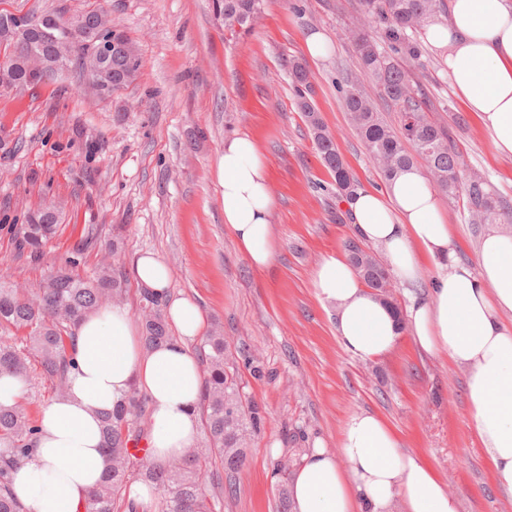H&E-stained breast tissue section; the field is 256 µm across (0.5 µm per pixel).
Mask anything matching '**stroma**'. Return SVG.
<instances>
[{"instance_id":"35a3bbf8","label":"stroma","mask_w":512,"mask_h":512,"mask_svg":"<svg viewBox=\"0 0 512 512\" xmlns=\"http://www.w3.org/2000/svg\"><path fill=\"white\" fill-rule=\"evenodd\" d=\"M139 44V79L99 101L78 74L51 85L0 87V269L37 286L54 269L86 276L109 262L126 280L122 303L139 315L131 272L137 252L172 270L169 293L196 302L208 329L255 356L239 364L243 398L263 409L245 467L224 477L221 512H276L280 461L301 462L316 443L337 449L344 422L372 412L445 481L459 512H512L474 434L465 370L402 338L388 356L362 362L344 351L334 313L312 286L315 266L343 251L351 219L334 178L295 107L285 58L306 64L313 101L358 185L385 190L351 128L339 85L356 72L351 31L360 0H262L250 32L230 34L216 0H100ZM322 32L314 60L306 32ZM415 81L426 115L463 156L462 180L480 175L512 207V158L487 133L425 47ZM238 133L259 143L271 173L274 263L253 270L224 224L215 163ZM459 259L476 260L487 225L471 223L462 198L440 195ZM54 203L62 214L40 260L19 249L27 216Z\"/></svg>"}]
</instances>
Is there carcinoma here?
Masks as SVG:
<instances>
[{
	"mask_svg": "<svg viewBox=\"0 0 512 512\" xmlns=\"http://www.w3.org/2000/svg\"><path fill=\"white\" fill-rule=\"evenodd\" d=\"M441 0H361L364 21L353 31L358 53V72L346 77L341 87V103L352 126L384 180H393L401 171L421 161L432 174L436 187L450 197L465 189L468 210L474 224H495L512 219V212L486 188L480 178L461 186L460 159L448 145L444 128L428 120L419 98L416 82L382 47L388 42L406 57L418 62L422 56L417 35L439 8ZM261 0H223L224 28L232 33L248 31ZM63 25L94 30L112 27L107 13L93 2L84 11L68 15L63 7L50 11ZM128 51L138 65L127 84L137 81L144 66L138 43L125 35ZM0 86L30 85L26 72L13 64L10 45L0 47ZM64 65L51 72L55 81L76 68L86 79L95 76L101 62L82 41L62 42L53 50ZM294 91L295 106L301 112L316 144L322 164L333 175L336 190L350 196L356 180L345 166L329 132L313 104L309 71L295 60H285ZM375 82L384 99L400 112V129L388 126L375 111L364 90V81ZM60 215L48 204L32 212L22 228L19 247L35 261L42 257L41 246L56 232ZM352 241L345 242L348 256L360 273L364 284L373 289L385 271L376 253L360 249L351 252ZM124 277L110 264L102 265L88 278L72 275L65 269L53 270L37 288L30 289L8 281L0 272V327L28 331L24 343L0 341V374L6 372L28 380L30 355L39 358L42 374L66 387L74 369L72 357L74 330L88 313L121 300ZM142 302V339L147 349L167 344L172 336L166 319V299L144 289ZM205 381L203 389L204 421L207 445L190 449L184 458L161 467L133 453L144 438L138 417L144 412L147 399L132 392L112 411L102 416L103 448L108 466L101 483L91 491L85 512H144L126 491L135 476L157 486L160 495L152 512H218L224 485L216 482L219 493L208 492L203 476L211 466L220 465L228 472L240 470L247 461L248 450L263 420L261 406L243 403L231 372L228 343L221 333H214L203 342ZM236 417H230V410ZM39 427L19 405L0 406V512H21V505L12 492L13 474L18 464L36 451ZM277 512H291L288 463L280 465Z\"/></svg>",
	"mask_w": 512,
	"mask_h": 512,
	"instance_id": "1",
	"label": "carcinoma"
}]
</instances>
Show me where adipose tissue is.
<instances>
[{
  "instance_id": "ef3b65f1",
  "label": "adipose tissue",
  "mask_w": 512,
  "mask_h": 512,
  "mask_svg": "<svg viewBox=\"0 0 512 512\" xmlns=\"http://www.w3.org/2000/svg\"><path fill=\"white\" fill-rule=\"evenodd\" d=\"M424 38L441 50L452 87L495 153L512 157V0H448ZM216 174L226 228L252 269H268L276 248L262 151L248 135L229 138ZM348 209L354 235L385 254L392 275L415 279L425 257L437 277L429 296L399 310L364 286L346 256L323 258L312 286L333 309L341 347L367 362L390 354L407 335L420 351L466 369L475 434L497 484L512 494V323L505 320L512 314V234L486 233L476 264L460 262L439 200L415 167L385 192L356 189ZM132 274L139 287L157 293L172 281L170 267L151 251L135 255ZM166 313L177 338L152 350L126 306L80 322L67 389L44 408L36 452L14 476L24 512H84L107 468L101 417L130 391L148 401L154 463L168 464L197 446L203 373L190 343L204 336L206 317L184 297L170 300ZM290 495L294 512H458L436 471L404 451L389 425L369 412L344 422L338 451L319 445L304 455Z\"/></svg>"
}]
</instances>
